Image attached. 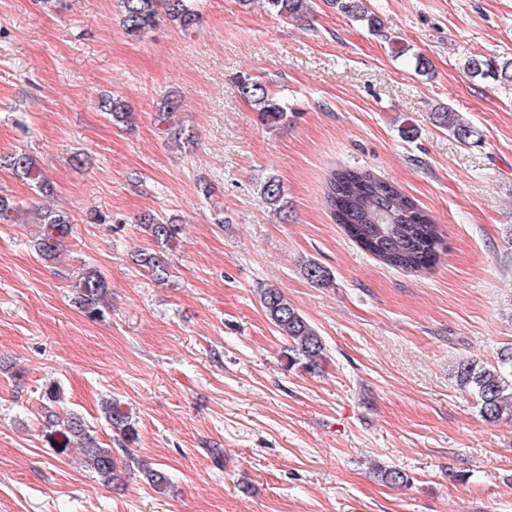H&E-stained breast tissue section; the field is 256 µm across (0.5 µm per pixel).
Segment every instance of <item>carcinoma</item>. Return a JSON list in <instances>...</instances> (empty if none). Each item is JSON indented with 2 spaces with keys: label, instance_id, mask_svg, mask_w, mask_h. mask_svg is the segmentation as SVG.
<instances>
[{
  "label": "carcinoma",
  "instance_id": "cac0c4a2",
  "mask_svg": "<svg viewBox=\"0 0 512 512\" xmlns=\"http://www.w3.org/2000/svg\"><path fill=\"white\" fill-rule=\"evenodd\" d=\"M192 0H118L120 23L126 34L134 39L142 37L165 18L183 31L194 29L201 21L200 13L191 5ZM268 11L286 18L301 19L312 12V0H264ZM337 14L362 23L378 37L389 39L384 23L368 7L367 0H324ZM467 72L474 78L512 80V58L501 61L475 56L467 61ZM238 92L257 112L261 123L274 128L288 119L285 104L273 96L267 86L250 75L236 81ZM100 108L112 117L115 125H131L133 112L121 99L106 96ZM431 122L448 131L460 143L471 145L481 139V132L473 126L467 115L452 106H442L430 113ZM7 165L20 178L29 181L43 193L50 187L41 168L29 155L16 153L8 157ZM258 192L264 202L276 212L288 211V201L280 179L268 176L259 183ZM325 204L346 234L362 249L383 264L401 270L419 271L427 268L445 248V240L430 215L420 210L394 185L365 169H334L330 172L324 190ZM0 222L4 224H40L43 226L36 246L38 251L52 257L70 234V219L66 212L50 206L23 209L10 198L0 196ZM139 224L152 239L169 246L183 231L180 218L173 215L146 214ZM139 265L148 270L155 280L162 282L169 275L165 260L157 252L136 255ZM304 278L314 284L328 285L331 274L315 262L301 267ZM80 299L91 316H98V303L105 283L95 273H88L78 283ZM260 303L270 322L283 336L291 340L288 347V367L300 363L315 366L321 359L324 346L316 328L288 301L283 291L274 286L258 289ZM457 385L474 395L480 416L488 423L512 420V343L502 347L493 363L467 358L453 369ZM102 417L116 435L125 440L137 434V421L132 414L120 409L113 400L101 403ZM49 439L54 448L79 445L83 450L86 467L111 484L119 480L112 449L103 448L90 433L83 417L71 412L64 416H48ZM143 477L157 493L165 492L170 478L161 468L141 467ZM381 481L407 485L409 476L395 467L379 466L374 470Z\"/></svg>",
  "mask_w": 512,
  "mask_h": 512
}]
</instances>
